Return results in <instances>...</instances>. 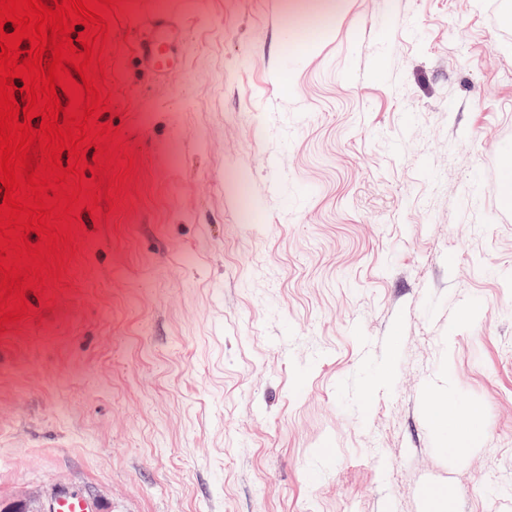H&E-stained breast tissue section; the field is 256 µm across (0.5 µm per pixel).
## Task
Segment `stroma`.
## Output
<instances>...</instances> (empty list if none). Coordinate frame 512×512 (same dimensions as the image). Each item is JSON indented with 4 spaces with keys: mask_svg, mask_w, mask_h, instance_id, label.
I'll list each match as a JSON object with an SVG mask.
<instances>
[{
    "mask_svg": "<svg viewBox=\"0 0 512 512\" xmlns=\"http://www.w3.org/2000/svg\"><path fill=\"white\" fill-rule=\"evenodd\" d=\"M121 0L120 209L0 332V499L94 512H492L512 477V27L496 0ZM470 296L479 310L459 308ZM469 396L455 454L417 397ZM317 2H329L331 4L336 3V10L329 11L310 6V4ZM344 2L345 0H290L288 2V10L298 15L304 29L307 31H309L311 27L318 28L320 30L319 38L313 44V47H315L330 36L333 29L331 17L335 14L336 16L340 14L343 10ZM142 27L150 38L145 46L150 66L155 74L165 76L174 65L166 46L171 38L182 34L181 20L170 10L157 8L143 17ZM67 494L65 491H57L52 495L38 493H26L2 502V512H86L85 503L74 497H63L55 502L57 496Z\"/></svg>",
    "mask_w": 512,
    "mask_h": 512,
    "instance_id": "stroma-1",
    "label": "stroma"
}]
</instances>
